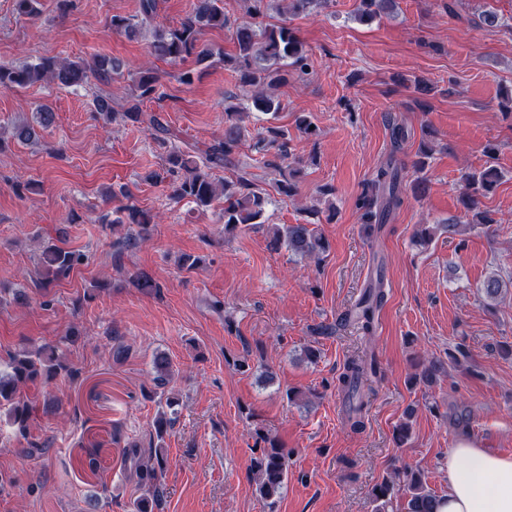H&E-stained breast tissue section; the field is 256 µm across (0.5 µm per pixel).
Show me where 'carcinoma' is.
<instances>
[{
  "mask_svg": "<svg viewBox=\"0 0 512 512\" xmlns=\"http://www.w3.org/2000/svg\"><path fill=\"white\" fill-rule=\"evenodd\" d=\"M395 0H360L354 18L360 22L373 19L377 12L389 10ZM244 13L235 19L224 12L223 0H192V7L176 26H164L156 22L158 0H140L139 14L112 17V32L135 36L147 34L151 37L150 55L157 60L179 63L189 58L197 65L209 64L218 59L224 65L240 72L241 81L253 87L250 104L244 107L226 106L224 136L211 144L198 161L188 150L173 143V135L163 123L161 116L154 112L143 111L139 104L113 107L108 100H96L98 113L109 125L117 120L131 123L157 134L156 140L168 149L165 159V173L168 196L179 202L188 200L201 210L211 208L218 200L224 203V232L233 233L246 226L264 224V214L269 204V194L259 184L257 174L252 172L253 165L241 157L239 148L245 138L246 120L253 112L268 116V120H277L282 110L281 100L275 96V89L286 81L285 68L304 73L308 70L309 56L305 43L296 31L283 20L277 24L265 22V11L273 10L286 16L292 14H311L322 6L321 0H242ZM213 29L228 30L235 45V53L226 54L214 50L203 41L204 34ZM126 64L115 58L96 57L89 65L82 60L67 57L42 58L34 64L16 67L0 63V87H24L42 82H52L60 87H84L90 79L114 81L124 76ZM161 76L150 67H142L135 85V99L151 98L157 94ZM258 153L270 154L273 159L264 162V166L277 171L275 190L285 196L296 194L294 179L299 170L292 166L294 148L288 130L279 126L267 127V135L258 138L253 144ZM488 160L477 170L467 172L461 177V202L469 224H494L488 212L481 210V199L491 192L498 179L499 172L493 165L495 150L489 149ZM230 165L235 169L232 179L218 180L214 171ZM401 174L395 160L389 158L375 170L370 181V190L364 193L356 203L360 220L366 225L380 224L387 214L402 204ZM130 224L139 227L137 234L129 232L113 240L118 249H128L138 243L149 232L151 217L134 205H124L115 210L112 228H124ZM461 220L452 219L446 224H423L416 233V241L427 245L436 236L458 232ZM270 247L278 251L285 249L301 258H318L328 248V243L315 223L306 224H269ZM84 262V254L66 250L57 245L45 248L40 263L47 276L43 287L53 281L65 278ZM485 298L496 301L508 291V284L496 274H491L480 287ZM383 294L372 289L359 304L356 319L365 332L373 329L375 310L381 304ZM12 372L5 375L0 372V410H5L8 419L16 425L21 436H26L27 422L33 407L23 397L22 389L36 382L44 375L52 379L58 372L70 375L75 369L59 360L56 349L49 346L35 347L10 357ZM153 382L159 389H165L171 381V363L164 356L153 361ZM375 375L372 364L361 356L346 360L342 372L336 377L338 390L347 399L346 422L350 430L360 432L365 427V416L374 395L371 377ZM166 406L171 409L170 417L157 423V437L163 438L176 422L177 400L166 397ZM253 462L252 472L257 481V491L268 506L276 504L288 480V451L271 439ZM166 458L158 452L155 461L141 465L142 477L152 486L149 497L138 499L134 512H155L160 508L163 486L160 483ZM407 498V512H436L438 495L428 488L420 472L409 467L397 470L395 479H385L373 486L371 495L376 503V512H387L398 493Z\"/></svg>",
  "mask_w": 512,
  "mask_h": 512,
  "instance_id": "cac0c4a2",
  "label": "carcinoma"
}]
</instances>
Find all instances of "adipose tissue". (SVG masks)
Returning <instances> with one entry per match:
<instances>
[{"label": "adipose tissue", "mask_w": 512, "mask_h": 512, "mask_svg": "<svg viewBox=\"0 0 512 512\" xmlns=\"http://www.w3.org/2000/svg\"><path fill=\"white\" fill-rule=\"evenodd\" d=\"M437 512H512V457L459 440L448 451V489Z\"/></svg>", "instance_id": "adipose-tissue-1"}]
</instances>
